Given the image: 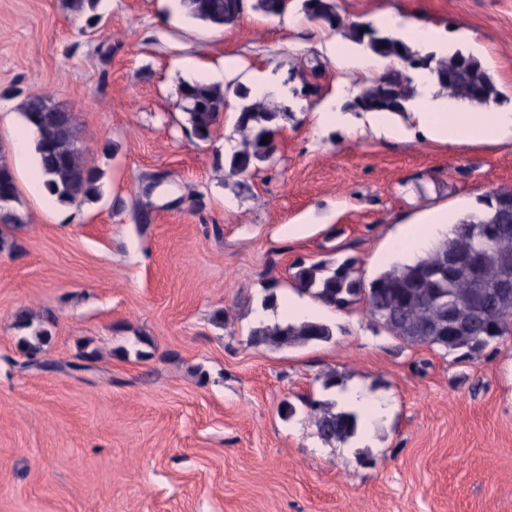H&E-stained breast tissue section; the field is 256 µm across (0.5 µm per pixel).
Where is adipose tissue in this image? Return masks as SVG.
Here are the masks:
<instances>
[{
	"instance_id": "adipose-tissue-1",
	"label": "adipose tissue",
	"mask_w": 512,
	"mask_h": 512,
	"mask_svg": "<svg viewBox=\"0 0 512 512\" xmlns=\"http://www.w3.org/2000/svg\"><path fill=\"white\" fill-rule=\"evenodd\" d=\"M371 22L379 29L398 34L415 47H428L439 55L448 52L447 37L434 27L391 11L376 12ZM361 125L379 139H416L436 144H512V112H485L477 108L469 112H448L427 98L404 115L366 113ZM453 227L447 213L431 211L427 223L404 226L394 240V247L397 252L414 255L426 247L437 231H449Z\"/></svg>"
}]
</instances>
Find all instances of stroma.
<instances>
[{
  "label": "stroma",
  "mask_w": 512,
  "mask_h": 512,
  "mask_svg": "<svg viewBox=\"0 0 512 512\" xmlns=\"http://www.w3.org/2000/svg\"><path fill=\"white\" fill-rule=\"evenodd\" d=\"M337 5L349 23L392 8L442 29L512 110V0ZM97 12L91 28L63 0H0V160L23 219L0 227L17 243L0 251V512H512V336L459 361L292 282L297 262L348 257L371 281L396 263L400 225L434 208L462 217L512 185V146L378 139L357 112L315 129L317 105L363 87L320 47L345 43L339 28L296 30L249 8L214 28L170 0H100ZM228 56L247 85L323 64L317 92L290 101L274 162L249 176L215 163L239 144L232 113L202 142L176 107L181 83ZM23 92L72 112L102 171L98 200L44 207L35 151L13 160ZM272 282L331 339L251 345ZM22 309L51 334L38 369L18 345ZM331 373L383 405L344 443L322 441L304 404L327 398Z\"/></svg>",
  "instance_id": "obj_1"
}]
</instances>
